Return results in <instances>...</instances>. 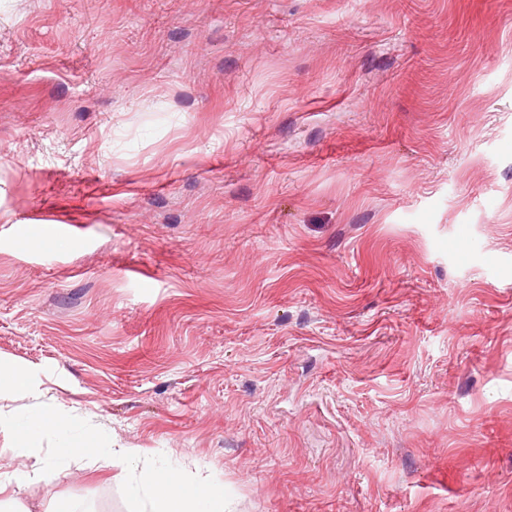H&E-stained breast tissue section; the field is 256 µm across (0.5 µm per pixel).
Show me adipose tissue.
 I'll list each match as a JSON object with an SVG mask.
<instances>
[{"mask_svg": "<svg viewBox=\"0 0 512 512\" xmlns=\"http://www.w3.org/2000/svg\"><path fill=\"white\" fill-rule=\"evenodd\" d=\"M21 399V406L0 411V431L8 433L12 451L25 469L0 466V512H32L20 490H42V512H61L51 487L72 466L90 462L118 468L137 512H229L223 480L190 477L181 463L140 448L114 447L107 431L47 404V390L32 371L0 360V396Z\"/></svg>", "mask_w": 512, "mask_h": 512, "instance_id": "adipose-tissue-1", "label": "adipose tissue"}]
</instances>
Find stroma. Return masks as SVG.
<instances>
[{"mask_svg":"<svg viewBox=\"0 0 512 512\" xmlns=\"http://www.w3.org/2000/svg\"><path fill=\"white\" fill-rule=\"evenodd\" d=\"M0 359L235 512H512V0H0Z\"/></svg>","mask_w":512,"mask_h":512,"instance_id":"obj_1","label":"stroma"}]
</instances>
